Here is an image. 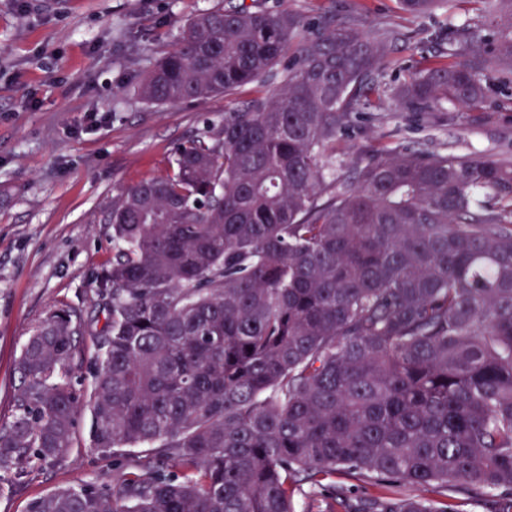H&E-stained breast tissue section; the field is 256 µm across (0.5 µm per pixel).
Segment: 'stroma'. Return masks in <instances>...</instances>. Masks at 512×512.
Listing matches in <instances>:
<instances>
[{
	"instance_id": "obj_1",
	"label": "stroma",
	"mask_w": 512,
	"mask_h": 512,
	"mask_svg": "<svg viewBox=\"0 0 512 512\" xmlns=\"http://www.w3.org/2000/svg\"><path fill=\"white\" fill-rule=\"evenodd\" d=\"M298 17L301 36L336 14L355 16L367 35L396 32L382 80L395 86L437 62L443 12L414 16L397 0H242ZM225 0H0V420L12 412L15 363L32 329L56 307L91 313L98 272L112 261L104 221L121 189L164 172L172 149L221 121L243 98L266 97L275 80L204 102L152 106L135 88L181 36L189 19ZM488 99L452 107L442 129L428 112L403 111L394 97L357 113L340 140L331 174L352 177L357 160L400 145L512 160V79L487 68ZM91 415L77 417L74 447L59 465L33 463L23 477L0 471V512H27L33 499L83 482L111 483V460L92 452ZM357 504L380 495H416L338 472L323 488L294 496L297 512H325L330 493ZM441 512H491L492 495L451 488L431 493Z\"/></svg>"
}]
</instances>
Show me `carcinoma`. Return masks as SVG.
Segmentation results:
<instances>
[{
  "label": "carcinoma",
  "instance_id": "1",
  "mask_svg": "<svg viewBox=\"0 0 512 512\" xmlns=\"http://www.w3.org/2000/svg\"><path fill=\"white\" fill-rule=\"evenodd\" d=\"M456 0H397L426 15ZM445 27L448 63L388 88L396 33L336 15L297 40L287 12L227 2L189 20L137 84L156 106L285 84L178 145L165 173L122 190L100 315L52 310L17 361L0 468L64 461L89 409L110 486L80 483L28 512H294L295 491L343 470L423 490L500 492L512 512V163L375 151L328 182L353 114L392 94L406 112L486 100L512 74V0ZM97 364L76 387L75 337ZM354 512H441L376 497Z\"/></svg>",
  "mask_w": 512,
  "mask_h": 512
}]
</instances>
